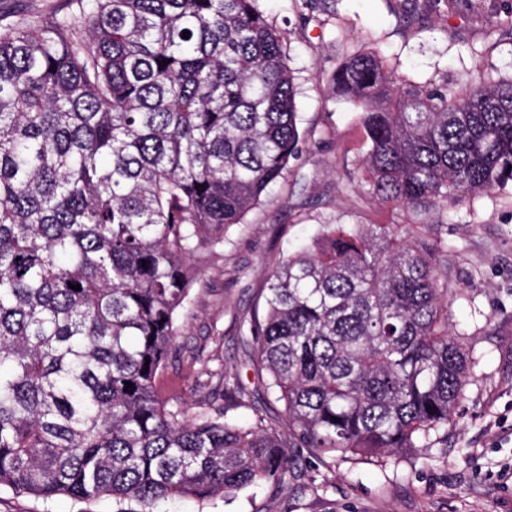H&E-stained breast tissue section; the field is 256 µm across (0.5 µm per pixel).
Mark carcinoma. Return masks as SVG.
<instances>
[{
  "label": "carcinoma",
  "instance_id": "obj_1",
  "mask_svg": "<svg viewBox=\"0 0 512 512\" xmlns=\"http://www.w3.org/2000/svg\"><path fill=\"white\" fill-rule=\"evenodd\" d=\"M78 2L0 28V489L159 512L281 482L298 446L403 459L447 438L467 356L438 248L404 224L326 225L272 270L250 333L288 437L161 398L191 258L299 152L295 76L259 0ZM333 84L379 203L512 186V78L433 86L362 50Z\"/></svg>",
  "mask_w": 512,
  "mask_h": 512
}]
</instances>
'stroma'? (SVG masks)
Wrapping results in <instances>:
<instances>
[{
	"mask_svg": "<svg viewBox=\"0 0 512 512\" xmlns=\"http://www.w3.org/2000/svg\"><path fill=\"white\" fill-rule=\"evenodd\" d=\"M284 38L297 83L302 145L283 178L243 223L194 260L198 279L180 310L163 399L188 414L204 410L223 375L238 377L232 419H262L284 436L288 417L254 366L252 318L265 313L273 267L324 224H405L441 250L448 327L467 350L468 373L445 444L428 456L380 466L292 451L279 483L207 504L166 502L162 512H512V485L497 474L512 461V191L431 213H407L357 192L367 147L359 114L337 98L332 78L345 57L380 52L419 83L462 81L485 69L512 78V29L487 34L486 13L512 14V0H259ZM75 0H0V24L71 12ZM108 498L43 501L0 491V512H116Z\"/></svg>",
	"mask_w": 512,
	"mask_h": 512,
	"instance_id": "35a3bbf8",
	"label": "stroma"
}]
</instances>
